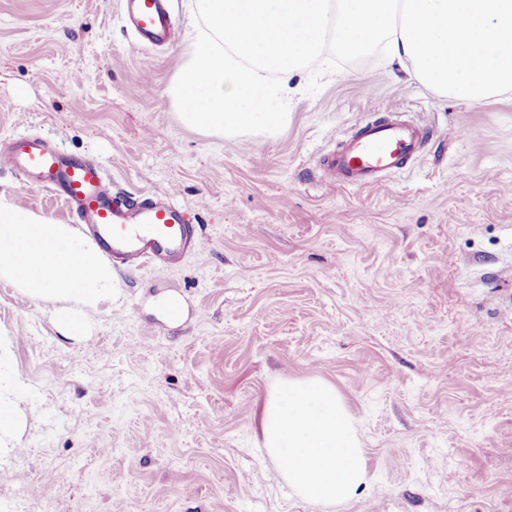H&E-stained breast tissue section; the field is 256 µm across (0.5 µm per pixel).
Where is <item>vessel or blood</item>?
Wrapping results in <instances>:
<instances>
[{"mask_svg": "<svg viewBox=\"0 0 512 512\" xmlns=\"http://www.w3.org/2000/svg\"><path fill=\"white\" fill-rule=\"evenodd\" d=\"M124 2L126 24L141 42L161 46L175 41L168 0ZM425 134V125L398 116L362 123L322 157V172L334 182L376 184L417 157ZM0 167L19 173L26 188L55 191L103 255L128 267L171 264L202 244L172 200L112 191L99 162L66 154L49 139L20 137L6 143L0 147Z\"/></svg>", "mask_w": 512, "mask_h": 512, "instance_id": "obj_1", "label": "vessel or blood"}]
</instances>
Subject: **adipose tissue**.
Segmentation results:
<instances>
[{"mask_svg": "<svg viewBox=\"0 0 512 512\" xmlns=\"http://www.w3.org/2000/svg\"><path fill=\"white\" fill-rule=\"evenodd\" d=\"M0 280L58 306L60 325L80 334L82 315L112 298V266L79 228L0 198ZM265 448L302 497L341 502L364 482L361 444L335 387L320 378L284 380L267 397Z\"/></svg>", "mask_w": 512, "mask_h": 512, "instance_id": "obj_1", "label": "adipose tissue"}]
</instances>
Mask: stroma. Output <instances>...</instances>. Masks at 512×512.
<instances>
[{
	"label": "stroma",
	"instance_id": "1",
	"mask_svg": "<svg viewBox=\"0 0 512 512\" xmlns=\"http://www.w3.org/2000/svg\"><path fill=\"white\" fill-rule=\"evenodd\" d=\"M145 47L121 0H0V141L51 139L112 187L172 196L203 240L170 265L114 267L86 331L0 280V385L23 426L0 443V512H512V95L468 105L374 57L289 82L277 136L183 125L167 88L190 47ZM426 124L411 168L326 181L357 125ZM0 194L73 223L0 170ZM173 294L179 318L157 301ZM344 400L368 480L305 500L263 446L280 381Z\"/></svg>",
	"mask_w": 512,
	"mask_h": 512
}]
</instances>
